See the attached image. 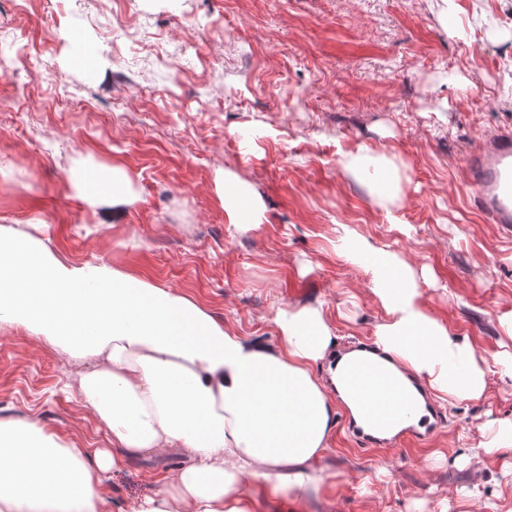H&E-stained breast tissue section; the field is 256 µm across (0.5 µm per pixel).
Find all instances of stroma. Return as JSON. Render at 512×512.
Listing matches in <instances>:
<instances>
[{"label":"stroma","mask_w":512,"mask_h":512,"mask_svg":"<svg viewBox=\"0 0 512 512\" xmlns=\"http://www.w3.org/2000/svg\"><path fill=\"white\" fill-rule=\"evenodd\" d=\"M57 13L0 0V57L29 48L0 73V226L183 293L243 335L274 339L278 308L322 306L340 352L387 317L370 273L338 254L348 228L404 259L478 355L512 354V226L487 222L466 173L485 134L512 129V0H57ZM362 150L397 165L392 205L341 165ZM94 165L125 170L129 203L77 196ZM228 179L261 204L259 227L229 224ZM74 383L66 353L0 321V421L105 445ZM439 412L423 440L371 449L337 410L324 485L265 491L256 512H512V450L483 451L512 422V378L492 371L481 400ZM180 463L134 459L107 495L130 506Z\"/></svg>","instance_id":"1"}]
</instances>
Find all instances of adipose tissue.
Returning <instances> with one entry per match:
<instances>
[{
	"mask_svg": "<svg viewBox=\"0 0 512 512\" xmlns=\"http://www.w3.org/2000/svg\"><path fill=\"white\" fill-rule=\"evenodd\" d=\"M345 168L379 196L398 187L386 158L347 155ZM75 186L91 205L124 203L130 180L94 166ZM340 255L366 268L388 318L375 342L379 367L412 372L448 403L481 400L487 364L423 305L416 277L396 253L353 231ZM61 347L75 388L108 439L65 442L39 419L0 422V512H111L105 481L135 457L176 452L180 466L127 512H255L253 490L323 485L319 465L344 402L365 423L342 378L360 352L336 354L322 307L288 306L272 319L275 342L239 334L191 298L99 266L59 260L30 236L0 227V321Z\"/></svg>",
	"mask_w": 512,
	"mask_h": 512,
	"instance_id": "ef3b65f1",
	"label": "adipose tissue"
}]
</instances>
